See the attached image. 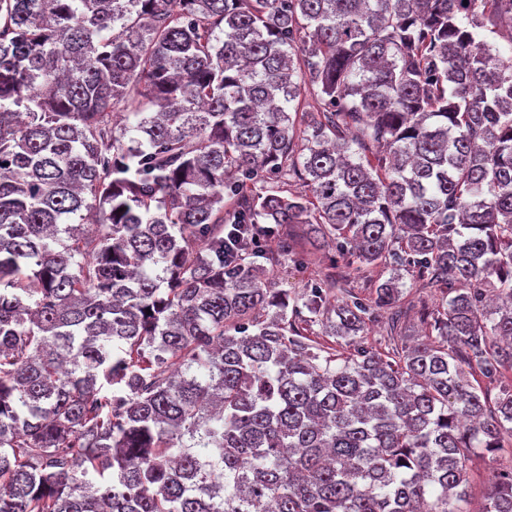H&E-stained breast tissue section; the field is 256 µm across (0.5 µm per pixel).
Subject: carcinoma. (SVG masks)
<instances>
[{"label":"carcinoma","mask_w":512,"mask_h":512,"mask_svg":"<svg viewBox=\"0 0 512 512\" xmlns=\"http://www.w3.org/2000/svg\"><path fill=\"white\" fill-rule=\"evenodd\" d=\"M477 2L0 0V512H463L512 440L470 379L512 372V0ZM291 224L390 276L277 291ZM355 266L346 268L344 274L346 281L336 284V301L341 300L345 294L338 288H351L354 293H357L361 298H367L375 281L382 275V268L370 270H355ZM512 465V441L505 439L502 448L494 454L481 455L474 458L468 465L467 481L464 489L466 493V503L460 502L459 505L467 512H480L485 504L484 496L488 483L505 467Z\"/></svg>","instance_id":"obj_1"}]
</instances>
